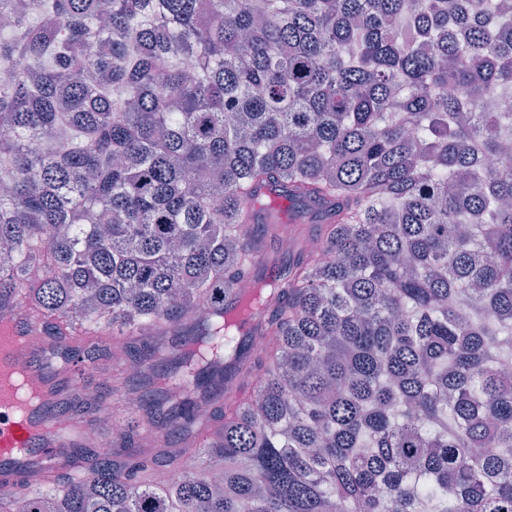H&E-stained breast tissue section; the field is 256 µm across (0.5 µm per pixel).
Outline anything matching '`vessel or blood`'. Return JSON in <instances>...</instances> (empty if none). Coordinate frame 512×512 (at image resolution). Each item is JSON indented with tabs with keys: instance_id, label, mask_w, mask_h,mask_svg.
Segmentation results:
<instances>
[{
	"instance_id": "1",
	"label": "vessel or blood",
	"mask_w": 512,
	"mask_h": 512,
	"mask_svg": "<svg viewBox=\"0 0 512 512\" xmlns=\"http://www.w3.org/2000/svg\"><path fill=\"white\" fill-rule=\"evenodd\" d=\"M30 307L13 303L0 311V492L10 493L30 464L38 479L71 469L73 446H83L81 421L55 416L66 391L79 385L78 370L48 372L39 351L21 353L17 338L43 334L31 323Z\"/></svg>"
}]
</instances>
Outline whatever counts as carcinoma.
I'll return each mask as SVG.
<instances>
[{
  "mask_svg": "<svg viewBox=\"0 0 512 512\" xmlns=\"http://www.w3.org/2000/svg\"><path fill=\"white\" fill-rule=\"evenodd\" d=\"M2 17L38 67L0 81V302L139 346L148 398L0 512H512V0Z\"/></svg>",
  "mask_w": 512,
  "mask_h": 512,
  "instance_id": "obj_1",
  "label": "carcinoma"
}]
</instances>
